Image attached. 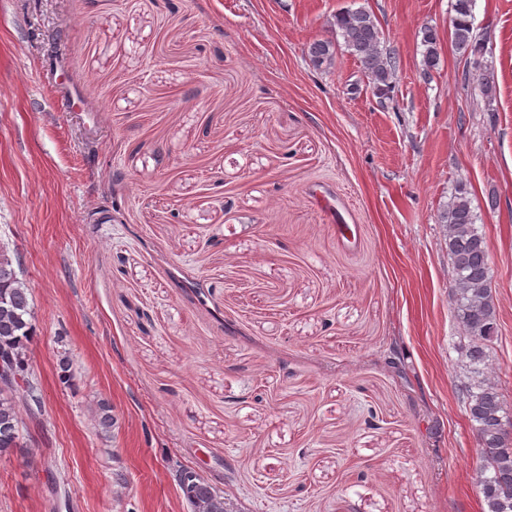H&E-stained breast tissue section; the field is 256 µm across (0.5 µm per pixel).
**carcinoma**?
Masks as SVG:
<instances>
[{
    "instance_id": "cac0c4a2",
    "label": "carcinoma",
    "mask_w": 512,
    "mask_h": 512,
    "mask_svg": "<svg viewBox=\"0 0 512 512\" xmlns=\"http://www.w3.org/2000/svg\"><path fill=\"white\" fill-rule=\"evenodd\" d=\"M473 0H456L449 36L455 47L482 66L484 45L474 34ZM335 32L344 48L362 65L373 88H390L398 62L382 41L374 15L364 7L347 9L335 16ZM425 47L426 70L439 63L438 34L435 28L421 29ZM334 40H317L308 47L313 64L330 68L341 46ZM471 198L460 189L440 213L444 224L448 260L454 278L451 294L454 313L468 338L460 353L459 368L465 378V412L478 441L479 469L476 484L486 504V512H512V440L502 436L503 421L509 412L498 382L488 374L491 344L494 340L498 310L492 288V273L485 235L476 224ZM15 254L0 245V349H8L19 363V371H28V342L32 334L33 312L28 288L20 278ZM18 392H0V454L18 447L20 408ZM97 425L107 433L114 426L109 403H99ZM188 503L194 512H224V494L204 480H198Z\"/></svg>"
}]
</instances>
